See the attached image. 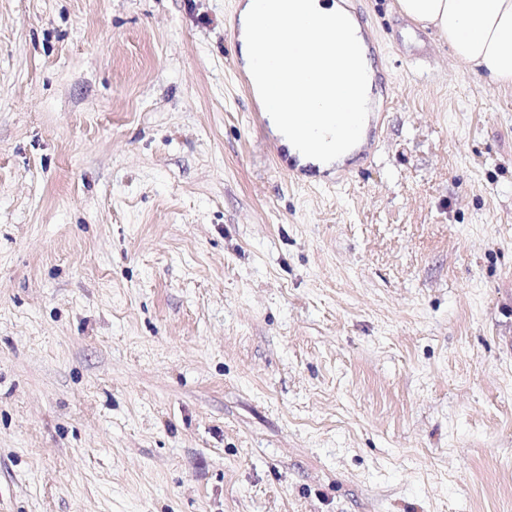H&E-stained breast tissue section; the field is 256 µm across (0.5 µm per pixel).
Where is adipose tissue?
<instances>
[{
	"instance_id": "ef3b65f1",
	"label": "adipose tissue",
	"mask_w": 512,
	"mask_h": 512,
	"mask_svg": "<svg viewBox=\"0 0 512 512\" xmlns=\"http://www.w3.org/2000/svg\"><path fill=\"white\" fill-rule=\"evenodd\" d=\"M400 10L433 25L455 57L501 87H512V0H398ZM265 11L270 21L253 19ZM240 59L269 127L298 165L317 172L344 166L364 142L366 112L343 109L346 97L368 99L374 66L361 28L336 0H241L238 10ZM320 47L317 56L310 47ZM288 109L280 112V95ZM327 95L342 111L312 113L310 125L299 115L312 112L310 99Z\"/></svg>"
}]
</instances>
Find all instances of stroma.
Returning <instances> with one entry per match:
<instances>
[{"instance_id": "obj_1", "label": "stroma", "mask_w": 512, "mask_h": 512, "mask_svg": "<svg viewBox=\"0 0 512 512\" xmlns=\"http://www.w3.org/2000/svg\"><path fill=\"white\" fill-rule=\"evenodd\" d=\"M346 2L312 181L238 0H0V512H512V87Z\"/></svg>"}]
</instances>
